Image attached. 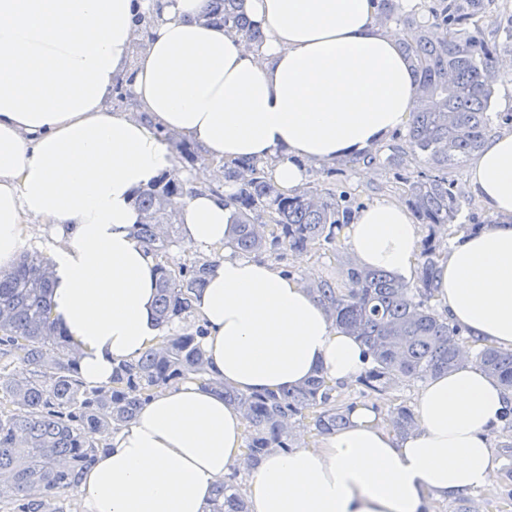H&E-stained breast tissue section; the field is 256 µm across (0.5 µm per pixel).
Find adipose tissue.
<instances>
[{
	"label": "adipose tissue",
	"mask_w": 512,
	"mask_h": 512,
	"mask_svg": "<svg viewBox=\"0 0 512 512\" xmlns=\"http://www.w3.org/2000/svg\"><path fill=\"white\" fill-rule=\"evenodd\" d=\"M209 0H0V272L48 226L51 314L91 387L155 346L158 263L140 242V190L172 172L165 134L218 161H264L286 192L306 165L381 146L407 124L415 78L374 0H240L255 45L206 20ZM133 108L112 109L116 89ZM176 197L184 241L207 256L193 317L211 375L247 394L321 375L357 382L371 364L304 284L234 255L232 187ZM488 219L452 239L436 295L470 336L512 348V130L488 137L467 170ZM343 234L362 266L413 280L421 231L382 198ZM512 394L470 361L419 390L400 437L373 408L314 447L274 448L245 489L249 512H433L489 487L492 436ZM241 411L196 381L170 386L113 430L78 489L81 512H208L242 466Z\"/></svg>",
	"instance_id": "obj_1"
}]
</instances>
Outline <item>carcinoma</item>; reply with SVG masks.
Listing matches in <instances>:
<instances>
[{
    "label": "carcinoma",
    "mask_w": 512,
    "mask_h": 512,
    "mask_svg": "<svg viewBox=\"0 0 512 512\" xmlns=\"http://www.w3.org/2000/svg\"><path fill=\"white\" fill-rule=\"evenodd\" d=\"M495 0H422L408 12L396 0H379V20L404 33L400 50L415 76L412 117L406 148L392 147L366 156V162L391 169L405 157L423 158L427 170L404 177L405 199L418 223L434 233L456 235L479 228L458 222L467 198L451 170L479 151L492 131L493 117L512 124V113L490 112L494 94L493 59L512 54V22L503 40L485 38L482 21ZM209 21L231 26L250 42L262 33L238 10V0H210ZM224 178L239 185L231 198L236 209L231 246L241 255L309 250L333 246L336 232L354 214L348 192L339 195L308 187L283 194L253 161L224 166ZM178 191L176 175L163 188L138 193L142 213L137 236L159 263L156 311L166 327L192 313L193 299L205 287L207 263L191 270L168 261L175 246V218L167 198ZM445 253L427 243L421 249L416 285L383 270L343 261V285L324 280L308 284L335 325L357 337L373 366L359 384L384 392L402 383L422 382L455 369L465 344L461 330L438 312L434 273ZM52 271L49 259L25 255L0 273V370L16 364L29 375L0 384V512H65L63 502L78 491L84 471L104 450L98 435L131 421L157 392L182 379L195 378L224 393L246 422L244 466L255 468L270 448L300 441L292 420L313 419L314 435L346 427L353 404L341 399L337 385L316 376L284 394H243L208 378L197 337L165 334L136 360L112 374L111 385L90 388L76 375V354L50 316ZM476 365L512 390V349L485 345ZM388 424L406 434L415 427L412 410L393 407ZM213 512H248L241 488L222 483L215 489Z\"/></svg>",
    "instance_id": "1"
}]
</instances>
